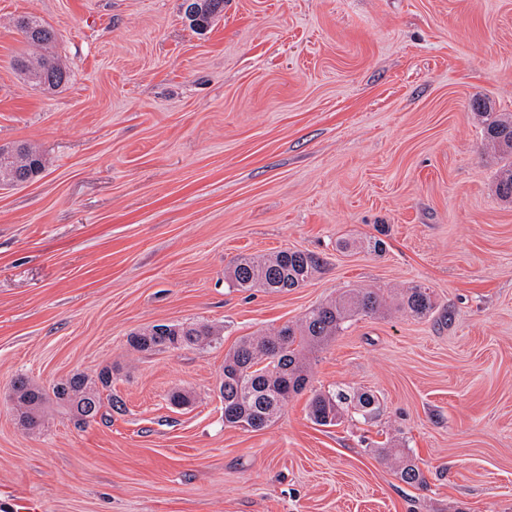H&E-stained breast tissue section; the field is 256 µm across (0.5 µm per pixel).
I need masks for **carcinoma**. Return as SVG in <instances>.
<instances>
[{
	"label": "carcinoma",
	"mask_w": 512,
	"mask_h": 512,
	"mask_svg": "<svg viewBox=\"0 0 512 512\" xmlns=\"http://www.w3.org/2000/svg\"><path fill=\"white\" fill-rule=\"evenodd\" d=\"M185 15L199 29L224 10V0H183ZM16 28L26 41L40 48L55 40V32L39 20L23 16ZM16 66L25 71L36 86L54 90L68 83L69 70L55 59L42 57L30 66L23 61ZM486 139L500 158L508 160L500 172L495 192L504 202L512 203V113L480 112ZM44 169L42 157L21 145L0 151V178L22 184ZM319 260L303 251L282 250L268 257L241 256L230 271V279L238 288H268L288 292L305 285L315 272ZM382 296L373 290L350 288L338 298L309 310L295 324H285L274 334H258L240 340L224 358V371L219 393L224 401V425L260 430L272 422L288 399L302 392L309 380V355L331 342L359 314L377 311ZM397 306L407 314L421 318L432 312L434 302L428 288L416 284L398 298ZM137 351L202 348L218 342V332L207 324H155L129 336ZM13 397L20 423L34 429L39 426L46 406L56 405L79 423L101 418L110 420L103 411L100 393L88 389V377L76 373L47 390L23 376L14 379ZM371 414L378 399L369 393L350 395L344 391L315 394L309 403L310 419L317 425H336L348 406ZM398 474L407 484L422 481L418 464L405 456L399 461Z\"/></svg>",
	"instance_id": "obj_1"
}]
</instances>
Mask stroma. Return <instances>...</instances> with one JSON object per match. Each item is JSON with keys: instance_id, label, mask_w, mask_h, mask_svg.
I'll list each match as a JSON object with an SVG mask.
<instances>
[{"instance_id": "stroma-1", "label": "stroma", "mask_w": 512, "mask_h": 512, "mask_svg": "<svg viewBox=\"0 0 512 512\" xmlns=\"http://www.w3.org/2000/svg\"><path fill=\"white\" fill-rule=\"evenodd\" d=\"M181 4L0 0V147L46 160L0 186V512H512V203L474 114L512 113V0H224L201 33ZM25 15L56 33L59 89L14 65ZM287 248L320 260L305 285H232ZM416 284L431 314L355 317L273 422L225 426L241 337ZM190 322L219 342L128 344ZM106 368L111 422L18 423L16 376ZM339 388L379 411L313 423Z\"/></svg>"}]
</instances>
